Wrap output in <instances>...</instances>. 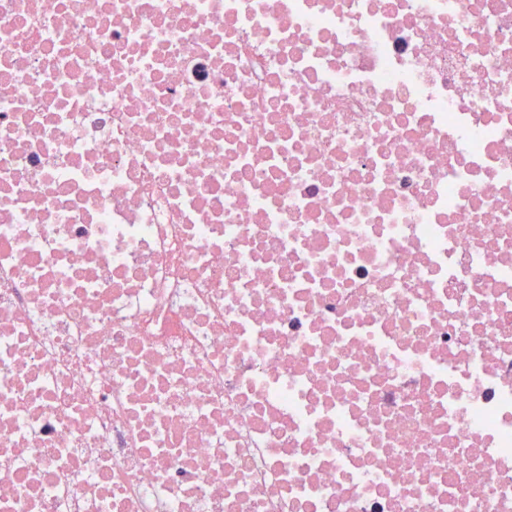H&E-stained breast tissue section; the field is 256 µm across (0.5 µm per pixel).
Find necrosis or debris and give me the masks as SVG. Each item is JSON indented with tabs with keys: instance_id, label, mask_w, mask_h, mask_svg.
Segmentation results:
<instances>
[{
	"instance_id": "4bbe7bcc",
	"label": "necrosis or debris",
	"mask_w": 512,
	"mask_h": 512,
	"mask_svg": "<svg viewBox=\"0 0 512 512\" xmlns=\"http://www.w3.org/2000/svg\"><path fill=\"white\" fill-rule=\"evenodd\" d=\"M0 512H512V0H0Z\"/></svg>"
}]
</instances>
